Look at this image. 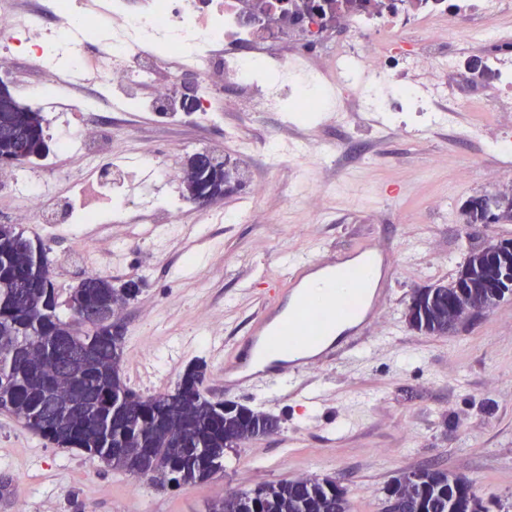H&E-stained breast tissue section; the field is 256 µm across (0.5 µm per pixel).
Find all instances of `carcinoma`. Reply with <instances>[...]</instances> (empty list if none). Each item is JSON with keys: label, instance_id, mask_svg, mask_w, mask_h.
Segmentation results:
<instances>
[{"label": "carcinoma", "instance_id": "cac0c4a2", "mask_svg": "<svg viewBox=\"0 0 512 512\" xmlns=\"http://www.w3.org/2000/svg\"><path fill=\"white\" fill-rule=\"evenodd\" d=\"M48 150L41 113L20 106L0 112V157L21 166L29 156ZM200 157L194 154L184 169L183 194L212 204L224 198V187L238 179V172L222 161V178L202 194ZM491 211L497 223L511 224L512 194L471 200L465 234L473 236L471 225ZM465 264L470 285L459 288L454 279L435 285L418 330L447 336L454 332V308L495 305L487 287L491 269L484 247L471 248ZM138 292L99 274L85 276L63 295L52 279L44 245L11 224H0V411L58 447L80 449L113 470L148 477L160 487L194 485L224 472L226 449L275 432L278 422L207 397L203 364L184 372L180 392L172 397L143 396L129 388L119 372L125 329L114 312ZM62 306L69 316H61ZM85 340L92 341L94 353L83 358L77 345ZM50 344L62 353L55 362L46 353ZM58 389L78 409L66 414L52 410L46 393ZM129 451L136 456L129 457ZM467 504L470 512H487L466 478L431 469L404 472L388 486L385 500L391 512H462ZM211 512H350V503L335 481L305 477L232 493Z\"/></svg>", "mask_w": 512, "mask_h": 512}]
</instances>
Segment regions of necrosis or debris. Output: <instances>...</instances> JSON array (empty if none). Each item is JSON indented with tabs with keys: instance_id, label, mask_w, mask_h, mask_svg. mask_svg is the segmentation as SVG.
<instances>
[{
	"instance_id": "necrosis-or-debris-1",
	"label": "necrosis or debris",
	"mask_w": 512,
	"mask_h": 512,
	"mask_svg": "<svg viewBox=\"0 0 512 512\" xmlns=\"http://www.w3.org/2000/svg\"><path fill=\"white\" fill-rule=\"evenodd\" d=\"M94 10L77 15L71 0H32L24 12L0 7V66L10 67L16 50L37 55L43 79L28 102L37 105L63 96L72 77L98 88L80 102L78 119L64 120L54 149L36 162L0 172L15 194L22 216L36 224H99L104 211L124 223L128 205L151 211L156 223L173 224L189 206L183 196L163 197L159 187L182 180L180 169L157 161L150 149L109 156L110 138L99 135L95 116L101 102L116 112H140L139 90L154 86L163 110L178 116L175 89L187 74L198 77L191 110L197 125L219 118L215 96L239 91L235 112H288L299 120L319 114L340 123L348 104L376 117L388 112H428L434 125L473 141L491 143L503 165L512 164V125L490 130L473 121L459 125L449 107L448 79L466 62L468 48L485 51L472 74L492 76L490 96L512 100V28L494 18L512 13V0H377L332 17L324 33L309 31L315 18L298 11L290 25L255 19L251 0H97ZM68 19L64 35L46 28L50 16ZM68 52L69 64L56 63ZM80 154L89 176L63 169L57 157ZM76 193L66 216L56 209L57 182ZM269 180L255 181L249 198L235 211L195 206L198 223H237L254 201L275 192Z\"/></svg>"
}]
</instances>
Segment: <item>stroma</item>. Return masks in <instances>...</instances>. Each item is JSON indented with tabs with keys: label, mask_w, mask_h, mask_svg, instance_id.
Listing matches in <instances>:
<instances>
[{
	"label": "stroma",
	"mask_w": 512,
	"mask_h": 512,
	"mask_svg": "<svg viewBox=\"0 0 512 512\" xmlns=\"http://www.w3.org/2000/svg\"><path fill=\"white\" fill-rule=\"evenodd\" d=\"M400 120L425 128L427 118L403 112ZM253 144L251 174L270 178L277 192L261 199L248 221L196 224L191 212L168 237L151 225L136 243L127 224H31L13 213L14 198L0 197V224H12L48 250L63 270V287L76 286L83 268L74 235L98 232L110 254L109 276L142 280L140 293L121 313L124 354L153 348L152 363L120 375L148 396L174 391L185 370L204 363L205 387L214 399L234 402L278 419L277 433L226 450L224 471L179 489L110 470L75 448H60L0 414V475L14 479L0 512H209L226 491H250L308 476L332 479L345 489L351 512H382L386 488L402 472L438 469L465 477L489 512H512V298L452 336L413 329L406 310L415 290L456 277L470 245L512 238V224H494L466 239L462 209L473 198L512 187V171L487 156L483 145L442 129L410 137L353 113L348 125L316 119L287 124L281 113L249 118L225 113L201 127L191 117L166 124L151 113L117 127L110 112L99 123L112 132V150L149 148L159 156L178 149L179 164L208 152L231 154L225 123ZM343 150L340 168L312 170L330 184L322 207L327 222L294 203L303 175L291 160L268 168L270 134ZM469 169L466 181L455 178ZM372 242L388 252L389 295L371 330L372 347L313 375L311 400L288 398L273 384L228 390L220 377L219 346L244 336L257 297L283 282L295 258L324 259L332 252ZM140 488L137 500L127 489Z\"/></svg>",
	"instance_id": "1"
}]
</instances>
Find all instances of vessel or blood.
<instances>
[{"instance_id": "1", "label": "vessel or blood", "mask_w": 512, "mask_h": 512, "mask_svg": "<svg viewBox=\"0 0 512 512\" xmlns=\"http://www.w3.org/2000/svg\"><path fill=\"white\" fill-rule=\"evenodd\" d=\"M353 252L363 262L350 279L348 292L333 294L322 303L311 298L310 275L322 270L334 277L335 259H302L290 266L281 296L262 303L245 336L225 357V387L246 390L275 380L287 386L289 395L301 398L306 394L305 378L315 367L364 342L388 295L391 272L368 260L367 246L354 247ZM356 313L363 319L350 335L339 343L329 341L336 323Z\"/></svg>"}]
</instances>
